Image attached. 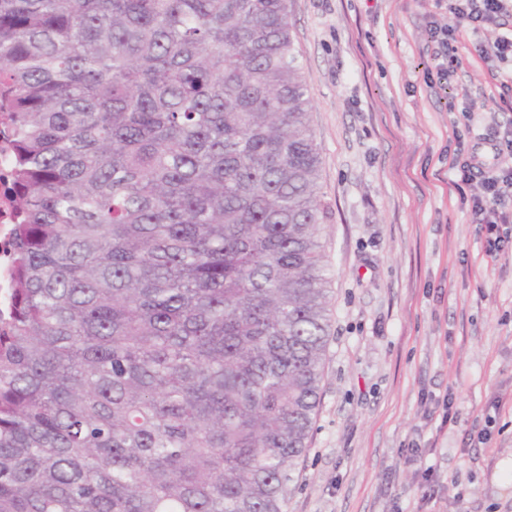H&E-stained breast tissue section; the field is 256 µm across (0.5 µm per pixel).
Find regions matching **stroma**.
<instances>
[{
    "mask_svg": "<svg viewBox=\"0 0 512 512\" xmlns=\"http://www.w3.org/2000/svg\"><path fill=\"white\" fill-rule=\"evenodd\" d=\"M288 7L321 153L331 327L284 512H512V247L489 251L468 215L477 185L448 182L457 142L512 127V62L481 59L484 33L467 31L431 88L438 0ZM447 395L448 424L430 403Z\"/></svg>",
    "mask_w": 512,
    "mask_h": 512,
    "instance_id": "35a3bbf8",
    "label": "stroma"
}]
</instances>
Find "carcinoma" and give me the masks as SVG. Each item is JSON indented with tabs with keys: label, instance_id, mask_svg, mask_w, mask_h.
Masks as SVG:
<instances>
[{
	"label": "carcinoma",
	"instance_id": "cac0c4a2",
	"mask_svg": "<svg viewBox=\"0 0 512 512\" xmlns=\"http://www.w3.org/2000/svg\"><path fill=\"white\" fill-rule=\"evenodd\" d=\"M0 512H283L330 319L288 0H0ZM14 190L13 144L0 135V318L9 311L14 280L12 242L17 222Z\"/></svg>",
	"mask_w": 512,
	"mask_h": 512
}]
</instances>
